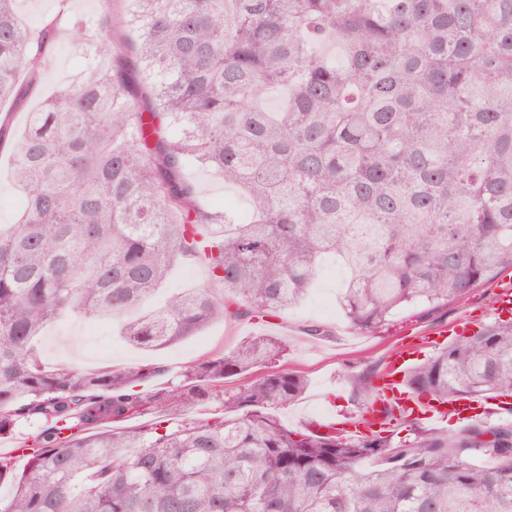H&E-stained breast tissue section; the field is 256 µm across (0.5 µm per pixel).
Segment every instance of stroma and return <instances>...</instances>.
Here are the masks:
<instances>
[{
	"label": "stroma",
	"instance_id": "1",
	"mask_svg": "<svg viewBox=\"0 0 512 512\" xmlns=\"http://www.w3.org/2000/svg\"><path fill=\"white\" fill-rule=\"evenodd\" d=\"M50 63L42 73L37 90L22 103L0 106L15 133H23L27 116L83 68L82 46L72 30H65ZM341 281L318 279L307 295L281 317L264 323L244 319L214 322L200 333L171 346L144 351L123 343L109 326L99 321L70 317L49 326L38 340L42 362L50 368L68 366L80 372L108 367L150 364L156 375L143 386L146 396L164 394L182 382L191 367L231 352L243 340L268 334L275 336L282 351L271 369L288 370L307 381L304 394L294 403L276 408L274 415L285 425L297 428L315 421L319 414L340 418L357 416L361 403L352 399L353 377L382 370L406 335L439 330L448 322L470 315L482 321L496 316L492 306L495 281L475 288L462 302H451L434 310L410 306L400 310L392 321L376 332L354 329L337 302ZM310 324L321 325L326 334L313 339L305 332ZM48 427L40 416L19 419L13 433L0 438V457L8 459L14 472H22L27 459L16 456V449L39 444Z\"/></svg>",
	"mask_w": 512,
	"mask_h": 512
}]
</instances>
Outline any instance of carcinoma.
<instances>
[{
  "instance_id": "carcinoma-1",
  "label": "carcinoma",
  "mask_w": 512,
  "mask_h": 512,
  "mask_svg": "<svg viewBox=\"0 0 512 512\" xmlns=\"http://www.w3.org/2000/svg\"><path fill=\"white\" fill-rule=\"evenodd\" d=\"M14 2L0 0V105L37 90L64 20L87 69L23 135L0 123L25 191L19 222L0 225V437L28 415L53 423L23 474L0 459L16 484L0 512H512L511 424L346 436L268 412L304 393L299 374L224 390L279 356L270 336L154 398L137 391L151 364L48 368L36 346L58 318L136 309L176 259L210 284L124 322L129 343L279 318L327 255L348 273L346 319L371 332L512 268V0H124L121 42L68 18V0L36 31ZM279 87L283 109H262ZM192 166L243 189L247 212L203 205ZM405 384L444 405L512 395V322L482 324ZM213 397L223 416L187 418Z\"/></svg>"
}]
</instances>
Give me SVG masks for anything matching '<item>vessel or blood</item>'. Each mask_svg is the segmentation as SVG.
Returning a JSON list of instances; mask_svg holds the SVG:
<instances>
[{"label": "vessel or blood", "instance_id": "vessel-or-blood-1", "mask_svg": "<svg viewBox=\"0 0 512 512\" xmlns=\"http://www.w3.org/2000/svg\"><path fill=\"white\" fill-rule=\"evenodd\" d=\"M438 343V338L429 334L418 335L411 339L389 358L386 367L375 382L372 400L357 415L354 423L347 425L330 417L323 421V430H343L359 434L379 429L382 423L380 410L384 405L391 403L422 420L436 423L444 422L451 416L458 421L468 422L474 420L481 411L512 410V398L507 396L485 399L462 397L444 406L426 402L425 399L408 390L403 383L406 368L415 356L421 354L422 350L434 348Z\"/></svg>", "mask_w": 512, "mask_h": 512}]
</instances>
